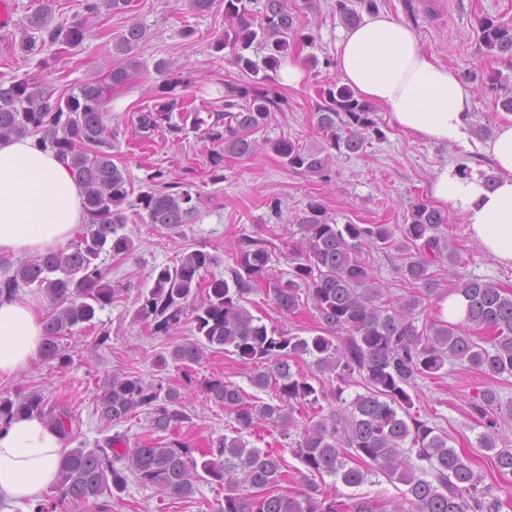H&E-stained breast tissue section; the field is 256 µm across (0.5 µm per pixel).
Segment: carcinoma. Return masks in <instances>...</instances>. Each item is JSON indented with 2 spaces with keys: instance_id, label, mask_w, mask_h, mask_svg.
<instances>
[{
  "instance_id": "carcinoma-1",
  "label": "carcinoma",
  "mask_w": 512,
  "mask_h": 512,
  "mask_svg": "<svg viewBox=\"0 0 512 512\" xmlns=\"http://www.w3.org/2000/svg\"><path fill=\"white\" fill-rule=\"evenodd\" d=\"M131 0H85L87 15L105 8L124 13ZM50 8L27 18L19 48L35 54L46 44L75 47L85 38V24L48 28ZM228 25L213 49H229L230 60L252 77L249 84H228L224 111L208 118L187 108L175 94L183 81L171 75L172 67L159 61L155 69L166 76L152 104L136 115L135 132L151 139L169 123L172 112L184 113L219 150L212 155L216 168L224 154L248 159L261 149L255 134L281 110L282 99L262 86L288 53L291 43L310 44L298 15L287 0H224ZM480 44L487 55L512 56V26L488 16L477 18ZM147 29L136 22L127 26L112 45V63L106 79L113 87L127 83L138 66L135 51L146 40ZM318 106L317 127L328 147L310 149L290 138L271 143V149L292 170L324 178L338 154L360 153L370 136L383 137L371 104L353 90L335 84L324 90ZM33 136L67 161L84 189L86 229L65 249L51 250L18 264L13 274L0 278V296H14L24 286L37 285L49 298L53 311L44 319L41 357L65 367L68 354L60 348L62 337L76 326L94 325L97 312L112 305L118 289L108 280L106 258H125L135 250L125 233L124 206L138 210L145 224L176 228L197 217L199 196L188 184L166 181L157 169L150 176L156 188L134 194L126 169L112 157V132L105 122V87L86 82L67 96H57L33 78L0 82V139ZM135 200H129V197ZM448 216L424 202L411 207L408 222L399 227L409 251L400 268L413 292L394 303L385 298L381 282L362 256L363 246H394L395 232L388 224H339L323 205L312 201L297 227L301 237L291 242L290 277L269 290L273 304L283 314H293L311 303L320 333L303 337L290 331L268 329L263 318L244 305V295L269 285L272 254L266 242L250 237L239 241L233 254L232 281L203 273L218 264L217 256L193 251L172 265L153 271V285L140 294L135 319L154 334L169 336L181 328L186 302L195 301L193 321L200 338L174 347L170 357L157 359L163 371L168 361L186 368L200 361L205 349L231 347L241 361L256 367L250 382L272 390L271 401H254L238 387L211 380L206 391L224 405L237 424L235 437L211 442L201 459L184 442L157 437L129 447L120 433L106 437L94 448H72L62 459L59 481L31 512H58L66 504L96 502L97 512H112V499L127 489L129 478L171 496L188 497L203 476L224 487L217 512H500V488L487 485L464 453L448 445V433L428 425L411 413L414 402L406 387L417 377H435L450 361L467 363L485 374L512 376V290L479 278L459 277L456 293L467 301L465 320L449 323L436 317L417 325L416 309L424 301L439 303L430 268L448 262L461 264L441 230ZM336 376L335 388L315 387L300 364ZM363 380L364 393L344 397V385L353 376ZM100 416L110 422L128 419L138 411L149 416V429L166 433L187 419L181 409V392L136 375L105 376ZM336 403L325 415L321 401ZM312 409L294 441V454L311 473L340 478L354 488L376 473L404 486L400 497L380 503L351 495L340 501L309 484L299 494L279 491L286 478L279 454L249 448L239 437L244 431L270 424L290 437L294 413ZM473 413L484 420L481 447L493 452L494 469L512 475V445L499 442L498 417H512V405L503 408L494 391H483L472 403ZM39 415L73 441L78 427L72 411L52 402L37 390L16 399L0 398V421ZM425 461L428 467L415 465Z\"/></svg>"
}]
</instances>
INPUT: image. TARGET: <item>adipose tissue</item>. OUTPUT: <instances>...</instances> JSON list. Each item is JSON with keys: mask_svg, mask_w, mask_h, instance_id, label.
Here are the masks:
<instances>
[{"mask_svg": "<svg viewBox=\"0 0 512 512\" xmlns=\"http://www.w3.org/2000/svg\"><path fill=\"white\" fill-rule=\"evenodd\" d=\"M336 70L361 99L384 105L395 126L437 143L469 146L472 91L421 46L406 23L380 12L344 29ZM497 169L494 188L456 167L436 170L432 195L461 213L499 264L512 265V118L481 143ZM84 191L69 166L35 137L0 141V254L28 257L64 247L85 222ZM43 319L32 297L0 298V376L34 360ZM58 429L40 417L0 423V500L35 501L54 484L64 455Z\"/></svg>", "mask_w": 512, "mask_h": 512, "instance_id": "ef3b65f1", "label": "adipose tissue"}]
</instances>
